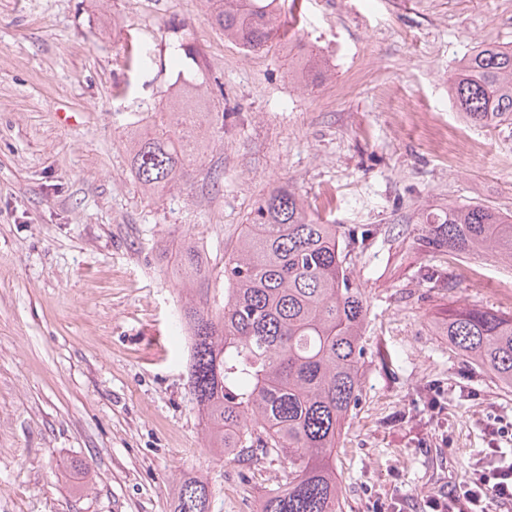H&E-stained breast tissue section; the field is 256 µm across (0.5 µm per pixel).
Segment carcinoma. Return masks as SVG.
Returning a JSON list of instances; mask_svg holds the SVG:
<instances>
[{
  "instance_id": "cac0c4a2",
  "label": "carcinoma",
  "mask_w": 512,
  "mask_h": 512,
  "mask_svg": "<svg viewBox=\"0 0 512 512\" xmlns=\"http://www.w3.org/2000/svg\"><path fill=\"white\" fill-rule=\"evenodd\" d=\"M213 22L241 48L280 38L276 0H214ZM472 123H512V48L487 44L459 60L449 86ZM196 86L183 85L133 140L139 182L165 190L186 177L197 151L189 131L210 122ZM426 245L491 250L512 261V214L471 204L422 216ZM182 281L194 299L183 308L190 335V388L205 414L211 447L227 462L258 456L288 465V482L260 512H343L336 449L362 397L366 299L349 274L336 225L321 224L285 186L269 191L224 261V304L208 305L209 271L186 252ZM441 335L467 362L512 388V315L470 306L448 310ZM212 491L184 480L172 512H210Z\"/></svg>"
}]
</instances>
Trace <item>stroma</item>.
I'll return each instance as SVG.
<instances>
[{
  "label": "stroma",
  "instance_id": "stroma-1",
  "mask_svg": "<svg viewBox=\"0 0 512 512\" xmlns=\"http://www.w3.org/2000/svg\"><path fill=\"white\" fill-rule=\"evenodd\" d=\"M287 35L248 52L210 0H0V512H259L280 461L230 464L189 387L186 249L224 301V259L286 185L369 232L362 403L342 432L345 512L421 500L486 463L512 391L438 336L451 308L512 314V264L428 247L423 212L512 213V125L448 98L460 58L512 45V0H280ZM193 80L212 121L184 181L137 180L130 135ZM212 491L198 478L185 479L172 502V512H210Z\"/></svg>",
  "mask_w": 512,
  "mask_h": 512
}]
</instances>
